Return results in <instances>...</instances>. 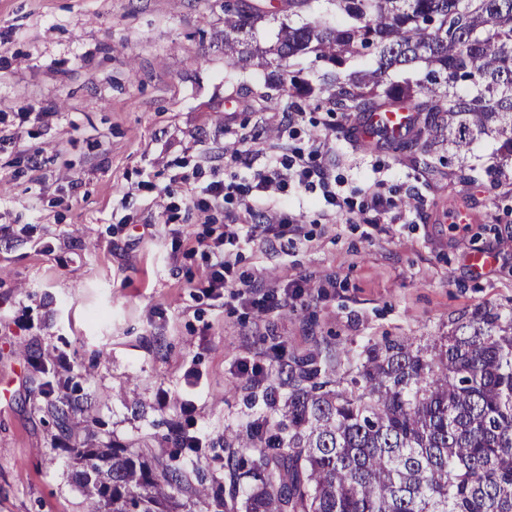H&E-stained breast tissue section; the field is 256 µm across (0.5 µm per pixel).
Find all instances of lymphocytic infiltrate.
I'll use <instances>...</instances> for the list:
<instances>
[{
	"label": "lymphocytic infiltrate",
	"mask_w": 512,
	"mask_h": 512,
	"mask_svg": "<svg viewBox=\"0 0 512 512\" xmlns=\"http://www.w3.org/2000/svg\"><path fill=\"white\" fill-rule=\"evenodd\" d=\"M328 150L327 141H313L311 151L297 149L280 155L274 166L268 171L255 174L252 180L246 181L233 175L224 180L210 182L203 189V198L198 200L190 194L174 191L168 193L165 210L174 215L188 208L204 213L223 207L225 201L232 197L241 201L239 213L228 216L223 232L204 245L205 252L212 260L210 272L203 282L204 288L212 291L226 288L224 269L231 265L232 254L225 250L224 245L237 240L240 228L250 227L252 236L263 239L280 236L282 228L285 227L293 235H301L302 226L295 217L285 212L273 214L265 209L266 192H283L292 185L308 192L318 190L333 213L347 215L353 211L352 202L337 192L335 176L317 161L318 156Z\"/></svg>",
	"instance_id": "lymphocytic-infiltrate-1"
}]
</instances>
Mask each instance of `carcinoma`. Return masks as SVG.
I'll use <instances>...</instances> for the list:
<instances>
[{
	"label": "carcinoma",
	"instance_id": "cac0c4a2",
	"mask_svg": "<svg viewBox=\"0 0 512 512\" xmlns=\"http://www.w3.org/2000/svg\"><path fill=\"white\" fill-rule=\"evenodd\" d=\"M288 0L274 50L295 93L314 88L301 60L326 67L338 112L416 113L402 144L467 150L491 132L512 163V0ZM301 22L293 23L292 17ZM262 12L224 5L227 66L259 51L243 36ZM491 168L462 166L466 185ZM283 408L265 392L236 438L256 453L246 512H512V311L478 307L431 354L408 338L341 360L275 352ZM59 438L88 426L81 402L55 393V368L33 358ZM76 483L97 512H178L183 475L87 438L72 448Z\"/></svg>",
	"mask_w": 512,
	"mask_h": 512
}]
</instances>
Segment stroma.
I'll use <instances>...</instances> for the list:
<instances>
[{"instance_id": "stroma-1", "label": "stroma", "mask_w": 512, "mask_h": 512, "mask_svg": "<svg viewBox=\"0 0 512 512\" xmlns=\"http://www.w3.org/2000/svg\"><path fill=\"white\" fill-rule=\"evenodd\" d=\"M278 75L258 57L227 67L224 0H0V512L95 510L21 348L61 359L58 391L76 382L96 441L225 489L228 456L253 457L231 443L255 411L243 366L271 373L276 347L430 345L476 307L512 309V164L475 186L449 177L488 161L496 135L461 156L425 143L428 171L407 148L356 149L352 117L307 97L284 138ZM22 105L48 120L23 119ZM245 138L261 151L257 170L328 140L344 195L361 202L376 177L391 207L374 224L360 212L327 224L324 201L289 189L271 208L301 219L304 239L235 244L224 272L235 294L219 298L200 286L211 260L199 244L238 199L175 220L164 206L174 175L184 192L238 170L228 153ZM459 206L473 223L445 222ZM477 250L494 257L480 274L467 261ZM254 279L270 313L250 305ZM295 281L304 295L285 299ZM187 400L202 438L192 452L175 445Z\"/></svg>"}]
</instances>
